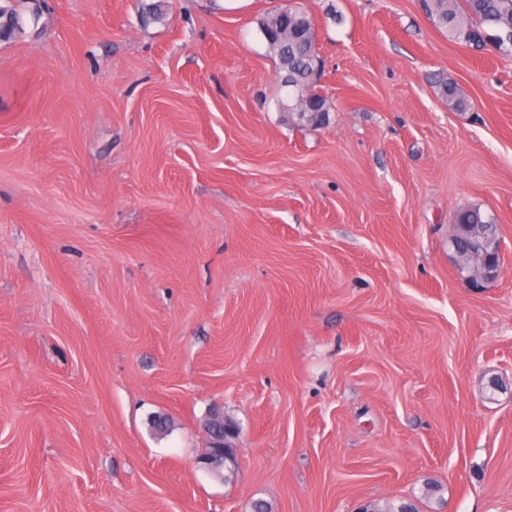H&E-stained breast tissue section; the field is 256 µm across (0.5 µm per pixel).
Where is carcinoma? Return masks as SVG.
<instances>
[{"mask_svg":"<svg viewBox=\"0 0 512 512\" xmlns=\"http://www.w3.org/2000/svg\"><path fill=\"white\" fill-rule=\"evenodd\" d=\"M423 8L433 24L448 36V40L480 48L484 36L500 38L498 52L512 54V0H422ZM38 21L39 13L22 0H0V22L7 37L24 32V16ZM314 29L308 14L296 7L280 9L260 23L259 31L266 42L267 52L275 59L285 96L278 100L280 109L288 118L304 126L321 123L318 115L330 112L327 99L316 91L318 56L316 46L305 36ZM442 98L451 109L467 112L471 108L459 84L454 80L440 83ZM459 224H485L488 233L498 238L493 219L476 208H463L456 214ZM362 512H419L416 503L401 500L384 507L374 503Z\"/></svg>","mask_w":512,"mask_h":512,"instance_id":"1","label":"carcinoma"}]
</instances>
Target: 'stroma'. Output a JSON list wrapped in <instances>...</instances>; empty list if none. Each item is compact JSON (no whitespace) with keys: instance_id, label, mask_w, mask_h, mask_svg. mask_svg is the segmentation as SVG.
<instances>
[{"instance_id":"35a3bbf8","label":"stroma","mask_w":512,"mask_h":512,"mask_svg":"<svg viewBox=\"0 0 512 512\" xmlns=\"http://www.w3.org/2000/svg\"><path fill=\"white\" fill-rule=\"evenodd\" d=\"M148 2L0 42V512H512V57L420 0ZM295 5L316 128L258 32ZM465 206L502 245L479 288ZM442 98L448 103L451 109L457 112H467L471 108L469 100L463 95L459 84L454 80H443L440 83ZM457 224H452V233L456 237L464 236L465 239H474L480 234L481 224H487V230L492 238L498 239L497 228L493 219L486 217L476 208H463L456 214ZM451 233V234H452ZM455 253V263L457 270L464 274L465 279L479 286L484 282L494 279L497 276L500 267L501 245L498 241H487L481 249V255L473 264L467 263V257L463 256L452 241ZM464 272V273H463Z\"/></svg>"}]
</instances>
